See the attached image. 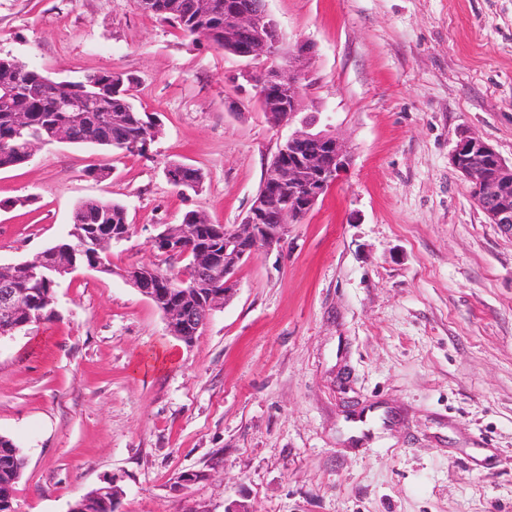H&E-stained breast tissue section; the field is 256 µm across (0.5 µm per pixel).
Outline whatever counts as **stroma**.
Instances as JSON below:
<instances>
[{
	"mask_svg": "<svg viewBox=\"0 0 512 512\" xmlns=\"http://www.w3.org/2000/svg\"><path fill=\"white\" fill-rule=\"evenodd\" d=\"M266 7L284 49L313 44L302 113L350 164L188 345L121 273L187 210L241 223L292 126L270 125L244 61L135 0H0V57L131 74L162 121L144 158L56 144L0 169V265L57 243L90 198L132 226L112 273L76 271L52 321L0 341L19 512H69L108 480L116 512H512V234L450 161L467 133L512 162V0ZM173 162L202 170L198 192Z\"/></svg>",
	"mask_w": 512,
	"mask_h": 512,
	"instance_id": "35a3bbf8",
	"label": "stroma"
}]
</instances>
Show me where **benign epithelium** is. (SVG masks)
<instances>
[{
	"instance_id": "obj_1",
	"label": "benign epithelium",
	"mask_w": 512,
	"mask_h": 512,
	"mask_svg": "<svg viewBox=\"0 0 512 512\" xmlns=\"http://www.w3.org/2000/svg\"><path fill=\"white\" fill-rule=\"evenodd\" d=\"M224 52L248 62H260L257 73L246 72L262 112L274 125L291 123L301 112L303 81L313 46L303 42L288 53V67L279 64L283 54V37L276 21L268 13L266 0H224ZM57 107L62 112H89V97L64 96ZM319 118L301 121V128L279 145L269 163L274 179L263 178L252 205L239 224L214 227L212 236L224 240V249L198 245L196 225L200 215L180 225L174 238L160 231L151 237L152 244L167 256L189 258L198 272L224 268V286L212 288L198 299V304L183 314L159 305L163 292L154 280L132 266L123 278L141 295L158 305L165 323L179 321L178 329L194 333L217 308L226 304L236 291V271L259 250L280 249L288 228L297 224L325 197L331 185L349 166L348 147L329 129L314 130ZM454 167L462 174L473 199L490 223L512 233V163H507L483 139L462 135L451 155ZM14 266H0V335L16 331L15 320L27 314L28 320L40 316L38 298H26L13 286Z\"/></svg>"
}]
</instances>
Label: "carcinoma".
<instances>
[{"mask_svg": "<svg viewBox=\"0 0 512 512\" xmlns=\"http://www.w3.org/2000/svg\"><path fill=\"white\" fill-rule=\"evenodd\" d=\"M159 2L162 3L163 13L156 15V18L187 37L205 38L224 30V0H213L214 8L206 15L196 14L192 7L194 0ZM114 75L122 78L121 88L112 92L111 99L94 103V111L82 114L59 112L55 94L45 85L47 76L27 64L16 68L10 59L0 58V83L16 80L22 84L25 93L17 105L30 112L32 117L31 126L17 132L10 125V113L0 112V168L27 163L33 143L52 139L59 128L64 127L69 132L70 143L86 144L84 133L88 123L96 126L97 136L93 145L116 149L128 156H145V145L154 142L157 133L150 131V115L140 111L134 103L133 77L123 72L116 74L106 71L86 75L79 81L69 82V85L87 95H97L101 92L98 85L105 81L113 85ZM130 231L123 205L102 200L83 202L75 209L67 237L56 244L58 251L47 256L46 263L56 265L69 261V252H76L81 246V234H99L103 236L101 248L85 253L81 260L100 266L103 273H110L112 244L128 239ZM143 268L168 294V302L175 305L187 296L204 291L202 286L196 285L194 269L188 263L178 269L176 260L167 257L161 265L151 263L143 265ZM17 280L22 288L50 302L44 314L45 320H52L55 294L52 272L46 269L40 277L33 275L28 267L21 266L17 269ZM24 468L22 449L11 437L0 435V512H17L14 491ZM118 496L119 493L115 492L102 498L96 488L76 500L74 505L89 512H115Z\"/></svg>", "mask_w": 512, "mask_h": 512, "instance_id": "1", "label": "carcinoma"}]
</instances>
